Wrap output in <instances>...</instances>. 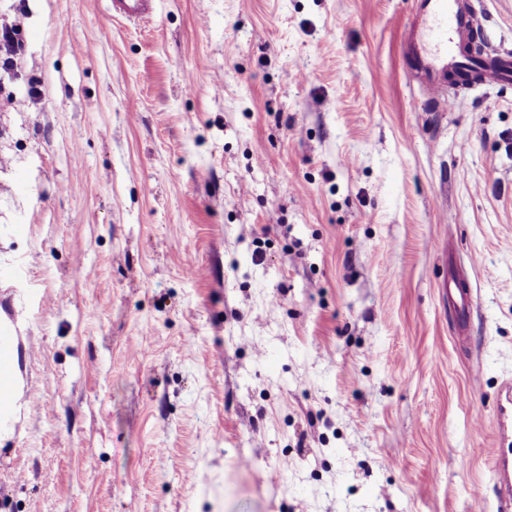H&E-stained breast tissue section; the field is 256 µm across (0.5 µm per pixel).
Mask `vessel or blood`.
Wrapping results in <instances>:
<instances>
[{
	"mask_svg": "<svg viewBox=\"0 0 512 512\" xmlns=\"http://www.w3.org/2000/svg\"><path fill=\"white\" fill-rule=\"evenodd\" d=\"M114 16L142 21L154 13V0H112ZM483 12L468 7L466 0H418L415 18L401 34V44L411 67L420 75L431 111L445 112L454 100L447 92L450 72L471 67L485 83L512 82V54L492 53L466 58L463 49L485 33ZM11 339L0 336V412L9 413L16 399V381L6 353ZM498 449L492 459L496 495L503 504L512 503V382L504 383L497 402Z\"/></svg>",
	"mask_w": 512,
	"mask_h": 512,
	"instance_id": "b4317fda",
	"label": "vessel or blood"
}]
</instances>
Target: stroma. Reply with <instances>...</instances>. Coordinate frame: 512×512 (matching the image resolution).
Here are the masks:
<instances>
[{"label": "stroma", "instance_id": "35a3bbf8", "mask_svg": "<svg viewBox=\"0 0 512 512\" xmlns=\"http://www.w3.org/2000/svg\"><path fill=\"white\" fill-rule=\"evenodd\" d=\"M415 9L0 0V512H503L512 84L426 110ZM155 0H113L112 15L128 21H142L154 13ZM25 50V42L21 30L15 26L1 27L0 30V64L1 68L12 67L15 60ZM11 346V337L0 336V424L6 421L16 399V381L6 353ZM2 387V390H1ZM3 415V416H2ZM496 438L498 449L492 459L496 495L506 504L512 501V382L503 384L497 402Z\"/></svg>", "mask_w": 512, "mask_h": 512}]
</instances>
